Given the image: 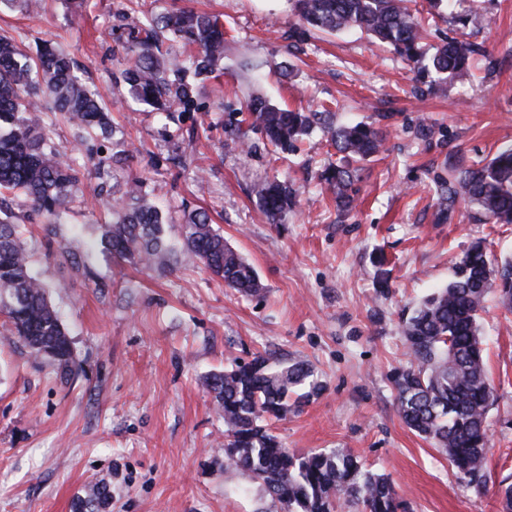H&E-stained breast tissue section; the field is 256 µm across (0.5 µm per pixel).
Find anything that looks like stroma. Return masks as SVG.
<instances>
[{"mask_svg": "<svg viewBox=\"0 0 512 512\" xmlns=\"http://www.w3.org/2000/svg\"><path fill=\"white\" fill-rule=\"evenodd\" d=\"M126 4L0 9V33L25 32L29 49L54 40L78 62L118 130L104 154L128 159L108 194L83 180L84 206L53 227L30 218L23 197L11 202L78 369L61 377L0 316V512H79L83 489L102 479L112 489L104 512H267L263 489L224 468V421L205 385L230 362L259 354L306 361L320 383L298 413L270 423L291 453L349 449L388 476L412 512H498L501 490L512 485V312L492 294L479 319L496 385L483 490L403 423L389 375L407 363L403 316L447 285L473 242L483 241L493 262L512 258V224L479 221L460 203L439 221L436 193L449 157L470 165L512 143V0H461L459 13L484 15L480 30L415 0L424 48L457 38L482 53L472 82L439 86L364 33L304 30L292 0H154L157 12L190 7L224 22V68L199 84L201 110L170 119L134 101L120 79ZM255 94L383 132L382 152L353 185L351 212L319 181L339 161L321 128L284 152L254 130L232 140ZM189 129L194 162L184 171L170 156ZM133 178L172 216L170 238L179 237L184 212L207 211L263 294H238L198 263L114 261L100 244L103 222ZM274 178L298 191L275 224L253 192ZM381 265L383 292L374 279Z\"/></svg>", "mask_w": 512, "mask_h": 512, "instance_id": "35a3bbf8", "label": "stroma"}]
</instances>
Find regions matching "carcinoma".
Segmentation results:
<instances>
[{
  "label": "carcinoma",
  "mask_w": 512,
  "mask_h": 512,
  "mask_svg": "<svg viewBox=\"0 0 512 512\" xmlns=\"http://www.w3.org/2000/svg\"><path fill=\"white\" fill-rule=\"evenodd\" d=\"M299 24L322 32L358 28L419 63L430 83L471 78V45L452 38L427 54L421 20L408 0H294ZM136 15H122L126 33L122 81L137 102L153 112L199 110L197 83L224 62V26L219 18L193 10L156 13L146 0H134ZM175 38L192 48L186 56L162 53ZM26 39L0 37V313L14 335L36 357L49 359L65 375L77 366L72 342L51 303L46 287L30 272L17 216L2 195L20 193L31 214L43 224H58L82 202V177L99 180L104 191L110 158L98 156L94 168L65 161L50 130L42 123L43 101L51 111L90 134L108 138L112 121L97 94L82 84L74 61L51 39L36 41L35 54L20 50ZM249 128L258 129L274 148L286 150L306 136L317 121L331 133L341 164L328 167L322 180L336 189V203L352 207L348 190L357 177L352 162L380 152L384 135L366 125L332 126V113L282 109L255 97L246 106ZM437 191L450 201L474 205L494 224H512V146L474 165L452 166ZM268 219L276 223L294 205L295 190L273 180L255 187ZM172 218L148 199L144 183H127L125 199L112 205V222L102 235L115 257L152 264L183 256L201 263L234 291L253 295L262 284L253 267L224 244L206 211L183 215L181 248L167 239ZM497 292L512 311V261L490 265L483 241L463 254L455 277L428 296L403 323L409 361L395 372L393 388L400 417L419 437L445 456L459 478L480 491L486 483L489 439L487 412L496 387L486 367L479 313L486 296ZM207 389L224 418V469L262 485L278 512H411L387 478L365 469L343 448L301 457L284 448L263 425L301 407L319 384L309 364L295 361L271 368L256 356L235 362L207 379ZM111 497L107 486L85 487L84 512H100Z\"/></svg>",
  "instance_id": "cac0c4a2"
}]
</instances>
